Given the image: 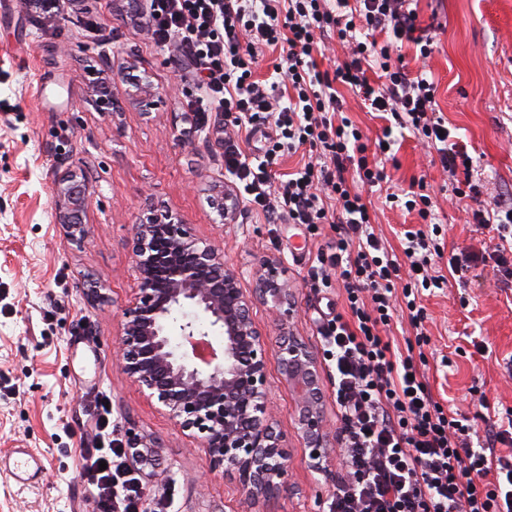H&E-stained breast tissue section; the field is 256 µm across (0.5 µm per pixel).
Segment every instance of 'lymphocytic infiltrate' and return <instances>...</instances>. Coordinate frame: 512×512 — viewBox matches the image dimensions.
<instances>
[{
  "instance_id": "f902f5d3",
  "label": "lymphocytic infiltrate",
  "mask_w": 512,
  "mask_h": 512,
  "mask_svg": "<svg viewBox=\"0 0 512 512\" xmlns=\"http://www.w3.org/2000/svg\"><path fill=\"white\" fill-rule=\"evenodd\" d=\"M146 0L140 15L157 46L176 45L189 58L190 75L203 89L190 110L200 121L210 113L232 115L224 136V167L243 186L247 202L268 223L332 224L336 239L317 256L313 285L339 283L349 316H333L323 327L324 358L335 365L336 407L344 422L340 441L348 476L336 487L328 512H512V460L496 455V443L512 442V411L493 421L482 444L471 442L467 417L435 399L423 372L425 357L400 351L387 331L396 313L407 315L416 345L427 344L421 291L444 288L432 274L441 245L425 232L434 213L426 183L407 193L403 206L423 226L405 233L406 263L383 247L370 209L355 185L386 178L382 161L370 158L359 127L343 114L340 87L389 114L383 143L394 130L411 132L436 150L443 169L455 176L456 199L477 198L473 160L452 143L426 72H412L397 50L414 44L421 58L434 51L430 26L422 25L414 0ZM335 31L347 50L333 77L317 68L318 39ZM382 40L357 38L358 31ZM278 49L271 80L252 69L263 50ZM293 94L280 102V85ZM271 125L275 136L263 157L242 150L238 130ZM304 146L316 158L287 175L274 172L278 157ZM83 477L97 490L103 512H133L144 485L121 448L86 453Z\"/></svg>"
}]
</instances>
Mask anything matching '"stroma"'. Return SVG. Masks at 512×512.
I'll return each mask as SVG.
<instances>
[{"label":"stroma","mask_w":512,"mask_h":512,"mask_svg":"<svg viewBox=\"0 0 512 512\" xmlns=\"http://www.w3.org/2000/svg\"><path fill=\"white\" fill-rule=\"evenodd\" d=\"M141 10L140 0H88L47 20L25 0H0V456L27 448L44 462L41 477L25 485L0 469V512H97L80 454L101 447L104 409L114 438L132 431L157 448L156 476L146 480L137 512H325L346 473L328 364L320 383L331 443L317 470L296 430L294 393L270 363V417L286 438L288 480L256 505L122 368V311L139 288L130 243L135 225L152 214L175 217L223 251L248 291L263 259L284 257L296 305L287 329L314 352L322 350L321 317L344 307L335 289L305 283L335 225L270 224L246 203L229 218L218 210L224 151L192 130L187 102L196 88L185 58L154 45L137 21ZM418 11L438 24L437 47L422 60L406 45L405 62L432 73L451 137L466 145L489 196L512 197V0H419ZM99 80L112 111L98 103ZM138 81L156 91L154 108L134 99ZM393 153L389 191H363L374 229L389 253L402 255L405 230L421 223L386 201L387 192H407L421 179L436 189L443 248L436 269L448 285L422 295L425 372L435 397L481 432L488 409H512V376L503 369L512 358V282L498 280L488 261L461 277L448 261L480 241L495 251L497 232L474 223L475 202L449 203L447 176L417 138L397 139ZM67 172L88 188L79 243L52 204Z\"/></svg>","instance_id":"35a3bbf8"}]
</instances>
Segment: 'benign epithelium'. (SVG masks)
Listing matches in <instances>:
<instances>
[{
    "instance_id": "1",
    "label": "benign epithelium",
    "mask_w": 512,
    "mask_h": 512,
    "mask_svg": "<svg viewBox=\"0 0 512 512\" xmlns=\"http://www.w3.org/2000/svg\"><path fill=\"white\" fill-rule=\"evenodd\" d=\"M87 203L77 175L57 181L56 215L72 240L85 237ZM131 252L139 288L122 312L124 371L184 435L206 448L212 468L232 476L247 499L276 496L287 482L285 438L269 418L271 356L241 274L170 216L136 225ZM283 267L284 260L272 256L254 272L259 298L282 318L293 311ZM273 357L295 393L298 433L318 466L328 445L317 356L300 339L283 335ZM128 444L136 467L150 464L152 447L136 435Z\"/></svg>"
}]
</instances>
